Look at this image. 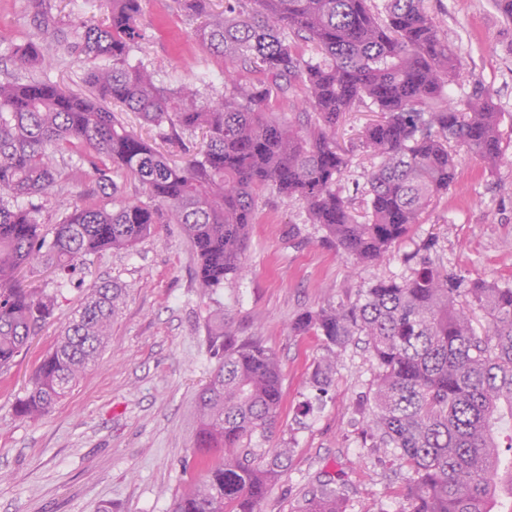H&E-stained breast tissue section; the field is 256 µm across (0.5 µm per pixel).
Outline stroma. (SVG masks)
<instances>
[{"mask_svg":"<svg viewBox=\"0 0 512 512\" xmlns=\"http://www.w3.org/2000/svg\"><path fill=\"white\" fill-rule=\"evenodd\" d=\"M42 5L63 25L78 17L100 23L108 14L107 0ZM423 6L457 51L453 95L476 81L492 94L501 114L503 162L490 168L463 158L447 194L370 265L346 258L301 203L269 190L258 201L243 270L210 293L196 284L198 259L177 224L158 225L132 249L93 256L58 290L52 319L0 373V512H170L200 474L196 400L218 361L207 341L216 313L223 314L226 333L259 339L281 366L276 422L255 433L251 445L287 448L291 456L261 512H298L328 480L344 494L343 512L380 506L400 512L409 478L371 437L376 369L364 343L341 352L322 393L311 377L329 356L326 343L292 326L305 312L355 302L376 281L409 276L425 254L465 278L512 285V21L494 0H424ZM33 11L32 0H0V58L32 35ZM199 24L178 12L174 0H144L143 37L132 61L169 87L196 80L208 103L223 93L225 70L256 82L253 69L227 67L198 41ZM374 117L370 103L360 104L338 135L355 153L337 187L360 211L374 160L357 145ZM101 281L125 288L126 298L95 365L47 415L18 416L39 364Z\"/></svg>","mask_w":512,"mask_h":512,"instance_id":"35a3bbf8","label":"stroma"}]
</instances>
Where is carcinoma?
Wrapping results in <instances>:
<instances>
[{
  "label": "carcinoma",
  "instance_id": "1",
  "mask_svg": "<svg viewBox=\"0 0 512 512\" xmlns=\"http://www.w3.org/2000/svg\"><path fill=\"white\" fill-rule=\"evenodd\" d=\"M369 2L224 0V11L211 13L210 0H176L186 15L205 18L197 36L207 49L262 75L257 84L224 83V94L210 103L194 81L160 86L153 70L131 62L142 0H109L99 25L63 28L49 12H35L32 37L8 61L30 70L74 57L85 67V89L0 81V371L54 314L56 296L23 283L35 266L63 288L90 256L132 248L158 224H179L207 293L242 269L267 189L302 202L331 243L369 263L448 192L458 175L457 150L497 165L504 152L492 96L479 84L464 97L448 95L457 52L423 0H386L382 19ZM288 32L311 43L317 57L297 53ZM273 90L283 98L302 93L301 116L273 118ZM366 99L380 119L360 139L377 160L361 217L336 189L350 161L336 130ZM129 112L156 139L129 125ZM198 133L201 146L185 148L186 136ZM159 141L188 159L177 163ZM75 144L86 148L84 160L97 176L92 195L101 201L79 195L58 223L44 224L31 198L66 189L56 156ZM118 173L136 181L150 203L112 204ZM124 302V289L111 283L91 289L39 365L19 415L39 417L68 394L97 361ZM477 311L486 319L481 332L472 326ZM294 330L322 336L331 349L312 374L320 388L330 385L339 353L364 337L376 365V442L410 474L401 512H492L498 490L512 496V465L502 466L498 451L512 424V287L468 280L425 255L406 279L378 281L347 306L305 312ZM209 343L222 361L198 396L202 477L172 512H260L289 449L265 459L244 443L275 422L281 368L262 342L224 335L222 318ZM217 449L224 450L219 463L208 457ZM342 497L324 481L299 512H338Z\"/></svg>",
  "mask_w": 512,
  "mask_h": 512
}]
</instances>
